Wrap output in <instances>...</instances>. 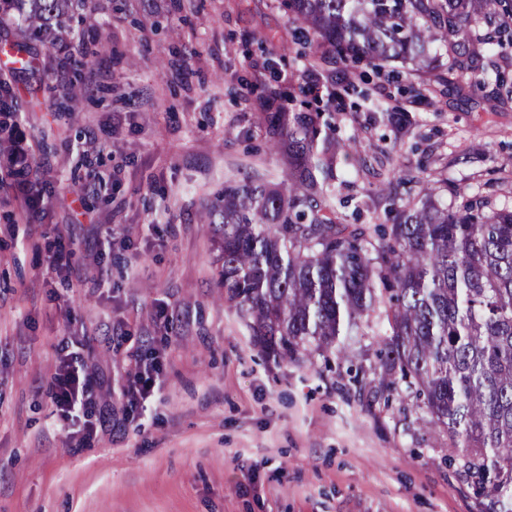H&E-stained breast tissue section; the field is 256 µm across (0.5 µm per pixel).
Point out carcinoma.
<instances>
[{
	"label": "carcinoma",
	"instance_id": "carcinoma-1",
	"mask_svg": "<svg viewBox=\"0 0 512 512\" xmlns=\"http://www.w3.org/2000/svg\"><path fill=\"white\" fill-rule=\"evenodd\" d=\"M72 0H0L33 36H48ZM328 58L378 68L429 55L434 33L452 48L444 80L468 73L488 98L512 85L483 62L512 48V0H280ZM494 28L476 35L473 23ZM268 103L256 122L283 148L285 176L224 182L208 207L219 237L218 283L254 341L280 361L353 346L377 321L379 392L404 382L424 424L448 436L479 512H512V206L461 194L451 208L426 170L387 224L336 222L337 170L354 138L334 115L280 89L254 85Z\"/></svg>",
	"mask_w": 512,
	"mask_h": 512
}]
</instances>
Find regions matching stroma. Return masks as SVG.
I'll return each mask as SVG.
<instances>
[{
	"instance_id": "stroma-1",
	"label": "stroma",
	"mask_w": 512,
	"mask_h": 512,
	"mask_svg": "<svg viewBox=\"0 0 512 512\" xmlns=\"http://www.w3.org/2000/svg\"><path fill=\"white\" fill-rule=\"evenodd\" d=\"M75 14L50 38L24 39L0 20L5 51L24 44L36 68L8 72L29 142L47 147L45 199L51 224L103 220L138 248L98 290L57 289L48 260L21 241L0 247V512H478L471 488L448 465L445 437L427 428L404 389L375 395L376 337L352 361L334 355L277 361L255 344L217 279L219 252L205 213L229 179H282L283 158L256 123L255 72L276 81L298 70L285 52L305 49L301 27L279 0H73ZM92 64L76 69L86 49ZM431 65L382 71L340 59L318 74L345 71L368 90L336 95L340 136L357 134L339 174L336 212L375 223L407 197V176L426 168L441 205L460 192L495 191L512 203V103L477 87L440 95L448 55L431 45ZM431 96L409 94V84ZM78 85L81 101L65 110ZM399 111L394 126L377 112ZM96 142H87L88 129ZM99 154L100 171L120 170L111 194L83 192L71 147ZM392 188L379 194V185ZM175 312L154 321L157 305ZM129 330L105 340L104 317ZM79 319L94 332L105 375L126 371L136 349L162 354L155 400L113 441L71 448L43 387L55 347Z\"/></svg>"
}]
</instances>
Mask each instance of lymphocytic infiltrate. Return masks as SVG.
I'll return each instance as SVG.
<instances>
[{"label":"lymphocytic infiltrate","instance_id":"lymphocytic-infiltrate-1","mask_svg":"<svg viewBox=\"0 0 512 512\" xmlns=\"http://www.w3.org/2000/svg\"><path fill=\"white\" fill-rule=\"evenodd\" d=\"M14 133L11 151L0 153V189L9 188L19 213L28 224L18 229L14 224H1L0 236L23 237L34 254L47 256L51 269L61 282H70L75 272V254L84 249L90 259L85 271L84 283L100 287L112 279V259L133 249L129 237L88 236L77 241L76 228L71 224H35L31 218L43 207L48 192L42 181V165L35 162L37 146L29 143L20 126L19 113L7 115ZM90 338L85 330L71 329L68 338L57 347V364L47 386V394L54 412L66 431L70 447L80 448L112 429V403L101 400L95 392L98 384V368L85 350ZM133 368L116 383L117 401L122 404L124 422H131L133 412L149 403L161 387L163 365L159 355L152 352L133 356Z\"/></svg>","mask_w":512,"mask_h":512}]
</instances>
